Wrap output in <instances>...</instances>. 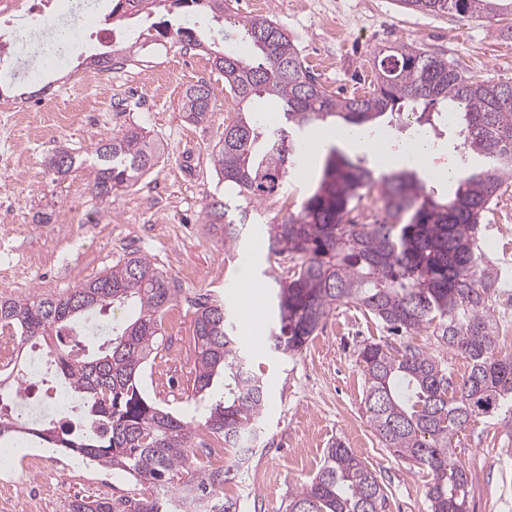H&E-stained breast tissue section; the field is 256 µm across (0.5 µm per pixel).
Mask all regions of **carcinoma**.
<instances>
[{
  "label": "carcinoma",
  "instance_id": "cac0c4a2",
  "mask_svg": "<svg viewBox=\"0 0 512 512\" xmlns=\"http://www.w3.org/2000/svg\"><path fill=\"white\" fill-rule=\"evenodd\" d=\"M163 0H113L108 18L119 24L133 11H153ZM179 8L204 9L213 19L232 13L229 0H171ZM413 12L491 20L512 0H399ZM248 58L215 52L224 87L238 103L266 98L278 103L281 122L270 127L239 111L212 151L219 180L247 204L283 194L300 142L290 129L318 122L331 127L375 126L413 117L424 129L447 111L463 135L460 175L448 194L436 196L414 168L383 171L336 152L325 159L322 177L303 202L278 224L265 227L263 250L287 256L293 266L275 279L271 341L283 354L304 349L330 312L352 303L388 330L411 336L423 330L437 343L471 362L457 381L432 355L409 344L402 349L369 343L359 352L365 376V407L385 447L428 471L430 512H468L466 470L452 460L458 432L479 419L512 410V355L496 352L498 323L493 295L506 287L501 269L484 260L480 242L487 213L501 187L512 179V81H473L448 58L414 43H400L377 60L373 87L359 96L329 94L306 66L298 46L276 21L234 17ZM158 34L182 46L206 50L196 24L184 20ZM128 45L87 58L100 72L129 61ZM210 87L187 88L182 109L194 120L211 109ZM89 188L101 204L112 191L129 187L155 166L147 135L130 127L91 150ZM77 157L64 147L45 159L54 177H65ZM376 188L384 218L368 224L346 220L365 190ZM209 229L235 248L240 225L229 205L214 197L205 204ZM178 289L145 257L131 256L104 274L58 295L0 298V333L8 328L22 346L55 337L54 369L31 379L23 372L5 393L0 380V441L31 439L63 448L105 469L120 471L151 491L134 498H75L68 512H238L224 496L231 468L205 465L191 447L194 420L178 417L149 400L143 389L146 366L159 348V326ZM196 352L192 392L208 396L203 414L208 431L239 454L252 451L266 389L247 366L224 302L210 293L191 300ZM134 306L127 320L112 321L96 340L81 333L82 318L120 305ZM48 397L68 388L80 402L83 426L60 418L32 422L25 416L24 386ZM385 492L372 469L341 441L326 448L315 477L288 492L284 512H381Z\"/></svg>",
  "mask_w": 512,
  "mask_h": 512
}]
</instances>
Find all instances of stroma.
<instances>
[{
  "label": "stroma",
  "instance_id": "35a3bbf8",
  "mask_svg": "<svg viewBox=\"0 0 512 512\" xmlns=\"http://www.w3.org/2000/svg\"><path fill=\"white\" fill-rule=\"evenodd\" d=\"M239 16H267L284 26L306 65L331 92L352 95L374 79L381 50L413 42L454 58L477 81H512V14L497 21L464 20L451 15L409 12L398 0H233ZM180 9H155L131 16L113 35L117 45L135 44L136 58L101 74L97 86L78 84L76 64L97 52L86 39L70 41L66 66L57 67L25 55L0 65L38 70L25 81L32 106L10 129L15 144L14 168H0V296L23 299L37 293L59 294L104 274L129 254L155 262L179 293L170 310L178 314V336L164 337L148 365L143 388L157 405L184 415L201 416L205 404L194 398L195 352L191 343L194 309L191 298L211 292L233 312L236 334L250 371L263 379L268 394L260 420L261 434L252 454L237 460L224 450L225 465L235 466L231 498L239 512H281L289 492L309 482L323 463L325 448L341 440L368 463L387 495L383 512H429L426 471L386 448L370 425L364 407V375L358 353L367 343L410 344L433 354L462 377L468 359L439 347L421 332L403 338L386 333L352 304L338 306L305 349L295 355L270 347L273 318L269 311L273 275L287 272L288 262L260 248L265 225L299 211L321 176L317 165L294 166L279 201L265 203L246 218L239 248L228 251L204 219L207 197L238 205L232 188L218 181L211 154L224 127L238 112L224 88V76L210 55L188 50L161 37L155 23L178 24ZM168 73L166 83L153 84L154 71ZM206 82L214 110L200 121L181 110L185 89ZM49 93H42V86ZM145 129L159 162L138 182L113 192L109 205L99 204L88 188L90 167L82 163L62 179H54L45 158L57 146L85 154L100 140L129 126ZM51 213L50 225L38 224L39 210ZM481 243L485 257L512 264V184L502 189L487 216ZM264 285L261 299L242 305L246 287ZM452 458L469 480V512H512V414L482 418L456 437ZM40 452L46 470L70 482V495L33 479L42 496L38 512H67L70 496H87L91 486L112 482L111 497L138 491L129 477L86 462L59 448L14 449L16 471L27 456Z\"/></svg>",
  "mask_w": 512,
  "mask_h": 512
}]
</instances>
